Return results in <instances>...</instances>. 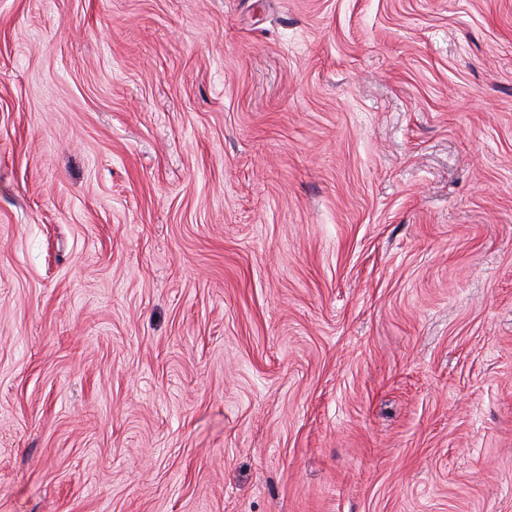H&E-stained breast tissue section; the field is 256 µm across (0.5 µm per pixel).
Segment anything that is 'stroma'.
Here are the masks:
<instances>
[{
    "instance_id": "obj_1",
    "label": "stroma",
    "mask_w": 512,
    "mask_h": 512,
    "mask_svg": "<svg viewBox=\"0 0 512 512\" xmlns=\"http://www.w3.org/2000/svg\"><path fill=\"white\" fill-rule=\"evenodd\" d=\"M0 512H512V0H0Z\"/></svg>"
}]
</instances>
